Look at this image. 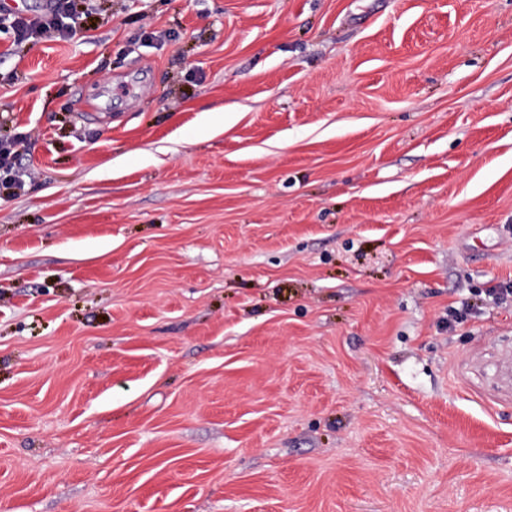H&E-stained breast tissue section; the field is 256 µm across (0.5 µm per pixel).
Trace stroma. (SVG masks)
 Here are the masks:
<instances>
[{
	"label": "stroma",
	"mask_w": 512,
	"mask_h": 512,
	"mask_svg": "<svg viewBox=\"0 0 512 512\" xmlns=\"http://www.w3.org/2000/svg\"><path fill=\"white\" fill-rule=\"evenodd\" d=\"M86 5L0 33V512H512V0ZM77 0H53L48 2L46 14L34 16H16L11 13L1 14V22H7L8 27L12 28L15 41L23 43L33 36H39L45 39H53L60 36L65 30L64 19H69L75 15Z\"/></svg>",
	"instance_id": "1"
}]
</instances>
